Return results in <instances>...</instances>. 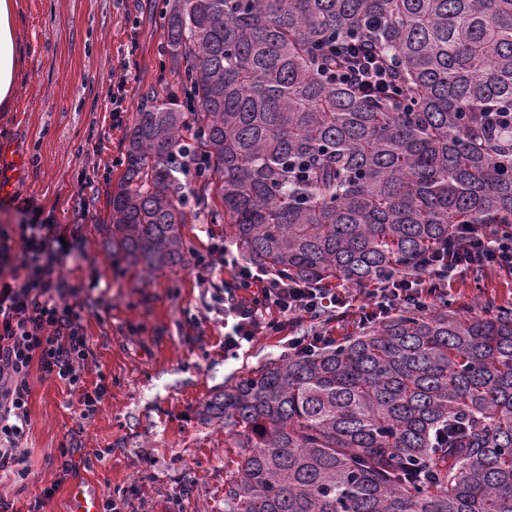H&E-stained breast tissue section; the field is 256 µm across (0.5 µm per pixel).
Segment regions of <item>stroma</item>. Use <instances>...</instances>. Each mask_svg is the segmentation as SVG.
<instances>
[{
    "label": "stroma",
    "instance_id": "stroma-1",
    "mask_svg": "<svg viewBox=\"0 0 512 512\" xmlns=\"http://www.w3.org/2000/svg\"><path fill=\"white\" fill-rule=\"evenodd\" d=\"M26 46L16 95L0 109V234L13 254L23 245V210H41L74 258L58 276L80 318L91 354L87 387L106 379L98 412L81 419L78 395L31 369L29 431L21 443L25 486L0 473V500L28 512L56 486L42 512H71L58 483V451L73 449V480L87 489L126 491L133 512H224V474L234 453L220 422L198 408L224 383L269 360L288 342L261 335L224 352L217 298L226 275L192 266L150 273L112 252L108 201L124 170V149L141 102L174 72L164 52L167 0H18ZM127 79V110L112 120V85ZM512 307V274L455 276L448 300ZM105 456L86 465L88 453Z\"/></svg>",
    "mask_w": 512,
    "mask_h": 512
}]
</instances>
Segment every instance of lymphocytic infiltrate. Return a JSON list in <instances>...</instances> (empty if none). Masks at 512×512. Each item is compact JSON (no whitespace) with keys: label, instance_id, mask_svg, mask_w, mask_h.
I'll return each instance as SVG.
<instances>
[{"label":"lymphocytic infiltrate","instance_id":"obj_1","mask_svg":"<svg viewBox=\"0 0 512 512\" xmlns=\"http://www.w3.org/2000/svg\"><path fill=\"white\" fill-rule=\"evenodd\" d=\"M340 50L350 60L341 78L362 91L391 86V60L365 44L348 43ZM68 256V246L35 210L25 226L22 260H15L9 247L0 244V471L12 473L21 484L30 475L27 455L19 444L30 424L32 366L78 392L76 411L81 418L94 415L107 391L103 382L90 391L84 387L88 338L58 280ZM194 267L200 272L224 269L232 280L224 290V350L234 355L257 336L292 330L305 316L329 323L350 319L362 328L405 306L426 307L428 300L447 290L457 270L512 271V239L462 225L459 235L427 255L417 274L393 275L373 283L362 289L358 305L352 303L347 289L285 282L242 261L222 242L196 256Z\"/></svg>","mask_w":512,"mask_h":512}]
</instances>
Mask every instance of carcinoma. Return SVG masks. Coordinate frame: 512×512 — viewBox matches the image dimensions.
<instances>
[{
    "label": "carcinoma",
    "mask_w": 512,
    "mask_h": 512,
    "mask_svg": "<svg viewBox=\"0 0 512 512\" xmlns=\"http://www.w3.org/2000/svg\"><path fill=\"white\" fill-rule=\"evenodd\" d=\"M177 79L141 107L111 195L112 248L183 266L195 203L290 282L414 273L460 224L512 236V0H173ZM366 41V94L323 50ZM435 299L268 361L201 407L237 459L224 512H512V308ZM337 50L350 60V66L339 76L351 81L359 90L373 92L393 83L392 60L381 57L368 44L348 43L340 48L336 46Z\"/></svg>",
    "instance_id": "cac0c4a2"
}]
</instances>
